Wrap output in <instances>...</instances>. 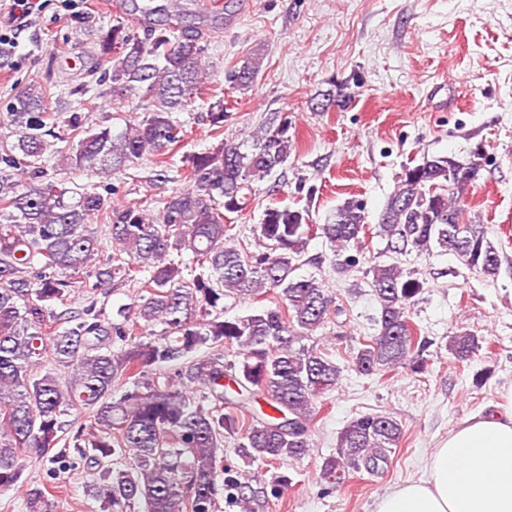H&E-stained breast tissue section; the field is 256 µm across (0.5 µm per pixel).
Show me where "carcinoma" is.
I'll use <instances>...</instances> for the list:
<instances>
[{"mask_svg":"<svg viewBox=\"0 0 512 512\" xmlns=\"http://www.w3.org/2000/svg\"><path fill=\"white\" fill-rule=\"evenodd\" d=\"M101 60L110 64L100 83L108 89L83 96L91 109L100 98L117 101L143 86L161 109L125 131L88 124L80 112H60L46 127V91L34 83L15 99L4 118L15 141L0 145V492L22 483L23 460L37 453L52 464L92 471L90 496L96 512H216L221 496L242 509L260 500L252 477L223 465L225 436L239 456L274 463L297 460L312 446L310 423L316 400L338 386L340 367L317 344L304 341L324 327L333 298L314 277L296 270L313 231L336 246L331 266L352 271L359 260L343 255L366 224L362 202L336 207L332 222L309 224V210L269 203L257 225L264 250L251 253L227 244L228 213L249 204L251 182L270 174L291 153L288 122H270L252 148L219 140L193 154L185 187L152 216L137 204L113 207L99 185L74 178L106 179L145 156L163 155L184 140L182 111L210 78L202 37L175 33L170 22L151 26L148 40L130 35L122 22L99 35ZM163 60L158 67L155 61ZM262 63L255 50L227 82L246 91ZM59 127L60 132L52 131ZM68 141L64 149L55 142ZM58 155V172L39 161ZM482 154L462 163L449 156L425 157L407 166L383 209L378 233L387 251L406 255L440 250L495 278L500 254L484 225L463 220L461 199ZM106 218L101 239L92 218ZM188 254L187 261L172 256ZM198 270L187 280L182 265ZM88 271L93 282L82 280ZM370 287L379 304L377 334L360 341L356 370L371 376L407 365L426 366L425 342L409 318L425 281L393 261L370 267ZM137 285L146 294L133 311L106 316L100 297L112 282ZM81 288L86 305L68 306ZM274 291L283 307L254 309L227 317L224 300ZM161 333L135 334L143 325ZM230 346L237 360L222 362L203 349ZM482 339L468 331L450 337L448 352L471 362ZM175 369L178 383L146 379L151 368ZM208 390L205 408L183 381ZM265 404L260 411L253 404ZM233 408L224 412V406ZM77 419L67 421L65 417ZM89 424L77 423L81 418ZM75 431L77 457L57 448ZM403 428L385 414L354 418L340 432L336 453L324 459L328 486L362 468L372 472L400 446ZM51 492L33 485L28 512H51Z\"/></svg>","mask_w":512,"mask_h":512,"instance_id":"obj_1","label":"carcinoma"}]
</instances>
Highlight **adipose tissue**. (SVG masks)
I'll return each mask as SVG.
<instances>
[{"instance_id":"adipose-tissue-1","label":"adipose tissue","mask_w":512,"mask_h":512,"mask_svg":"<svg viewBox=\"0 0 512 512\" xmlns=\"http://www.w3.org/2000/svg\"><path fill=\"white\" fill-rule=\"evenodd\" d=\"M375 512H512V390L461 420L425 477L390 488Z\"/></svg>"}]
</instances>
